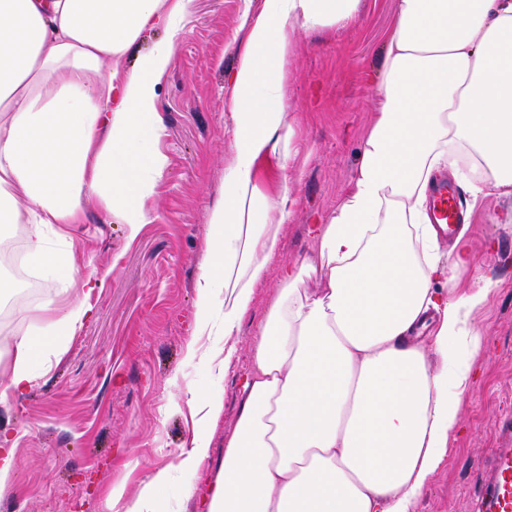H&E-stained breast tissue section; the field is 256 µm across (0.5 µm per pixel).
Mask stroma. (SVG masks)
<instances>
[{
    "instance_id": "35a3bbf8",
    "label": "stroma",
    "mask_w": 512,
    "mask_h": 512,
    "mask_svg": "<svg viewBox=\"0 0 512 512\" xmlns=\"http://www.w3.org/2000/svg\"><path fill=\"white\" fill-rule=\"evenodd\" d=\"M260 5L194 0L159 90L158 148L168 164L148 202L155 221L132 239L125 225L90 204L84 223L62 225L80 247L81 275L102 267L111 274L93 293L81 331L61 354L43 360L35 386L0 405V432L11 435L16 461L13 480L0 490V512H111L113 487L136 496L161 470L169 474L162 494L172 512H205L203 494L236 428L254 370L252 347L280 291L282 268L312 256L308 225L321 223L354 180L396 23L397 0H360L347 21L291 36L284 82L294 156L287 171L266 165L259 179L269 191L287 183L295 204L278 256L241 322V349L218 381L188 355L189 347L218 342L193 333L194 285L207 216L223 198L224 163L234 147L228 76L245 39L241 17ZM459 192L471 211L476 254L462 282L488 271L498 286L473 315L485 342L461 399L463 425L414 512H470L481 465L512 425V198H476L464 186ZM48 297L64 305L74 294L39 278L34 293L18 288L0 298L8 310L0 337L30 327L29 307ZM215 390L224 394V412L209 428L210 460L183 472L179 457L201 429L187 394ZM189 484L199 490L191 500L183 496Z\"/></svg>"
}]
</instances>
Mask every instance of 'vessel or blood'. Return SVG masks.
Listing matches in <instances>:
<instances>
[{
	"mask_svg": "<svg viewBox=\"0 0 512 512\" xmlns=\"http://www.w3.org/2000/svg\"><path fill=\"white\" fill-rule=\"evenodd\" d=\"M432 215L435 223L454 225L463 218L455 191L439 182L432 192ZM481 491L473 512H512V437L493 449L482 470Z\"/></svg>",
	"mask_w": 512,
	"mask_h": 512,
	"instance_id": "obj_1",
	"label": "vessel or blood"
}]
</instances>
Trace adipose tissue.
Listing matches in <instances>:
<instances>
[{"mask_svg": "<svg viewBox=\"0 0 512 512\" xmlns=\"http://www.w3.org/2000/svg\"><path fill=\"white\" fill-rule=\"evenodd\" d=\"M358 2L262 0L243 16L229 78L234 150L195 284L196 333L213 335L223 315L224 344L188 350L216 373L239 350L295 203L288 185L258 184L263 165L290 159V31L346 20ZM193 3L0 0V224L28 225L24 260L44 279L79 284L68 307L31 306L39 325L7 341L0 404L33 388L42 357L83 326L104 280H76L73 242H50L56 225L84 223L91 200L132 238L154 220L145 201L167 167L160 83ZM153 28L164 39L124 67ZM381 74L352 185L310 227L314 259L282 269L208 512H412L461 424L484 342L471 316L497 281L482 274L460 289L475 263L469 227L441 254L426 191L465 158L472 196L512 197V0H397ZM167 479L156 473L133 497L113 487L112 503L170 512L158 493Z\"/></svg>", "mask_w": 512, "mask_h": 512, "instance_id": "ef3b65f1", "label": "adipose tissue"}]
</instances>
